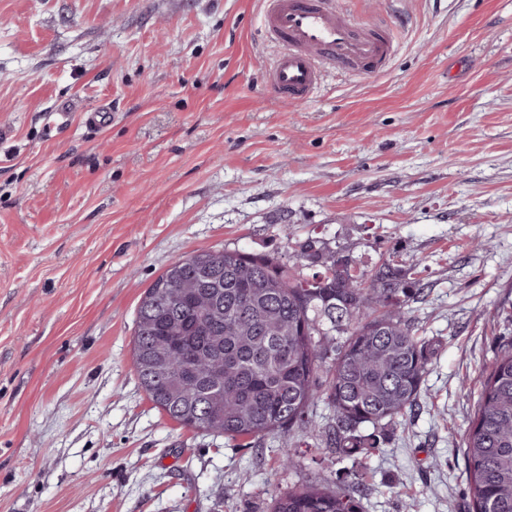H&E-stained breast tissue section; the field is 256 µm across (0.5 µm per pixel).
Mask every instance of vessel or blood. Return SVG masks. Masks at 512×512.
Listing matches in <instances>:
<instances>
[{
  "label": "vessel or blood",
  "mask_w": 512,
  "mask_h": 512,
  "mask_svg": "<svg viewBox=\"0 0 512 512\" xmlns=\"http://www.w3.org/2000/svg\"><path fill=\"white\" fill-rule=\"evenodd\" d=\"M263 7L264 29L282 47L266 78L268 91L279 97L308 100L328 66L382 73L393 53L391 26L356 27L334 0H264Z\"/></svg>",
  "instance_id": "obj_1"
}]
</instances>
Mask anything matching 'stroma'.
<instances>
[{
    "mask_svg": "<svg viewBox=\"0 0 512 512\" xmlns=\"http://www.w3.org/2000/svg\"><path fill=\"white\" fill-rule=\"evenodd\" d=\"M340 5L404 16L394 56L296 103L265 87L261 0H0V512H270L354 474L362 512H474L463 435L512 342V0ZM311 240L356 273L411 267L409 420L341 460L322 402L284 438L163 416L132 365L142 292L221 247L308 276Z\"/></svg>",
    "mask_w": 512,
    "mask_h": 512,
    "instance_id": "1",
    "label": "stroma"
}]
</instances>
